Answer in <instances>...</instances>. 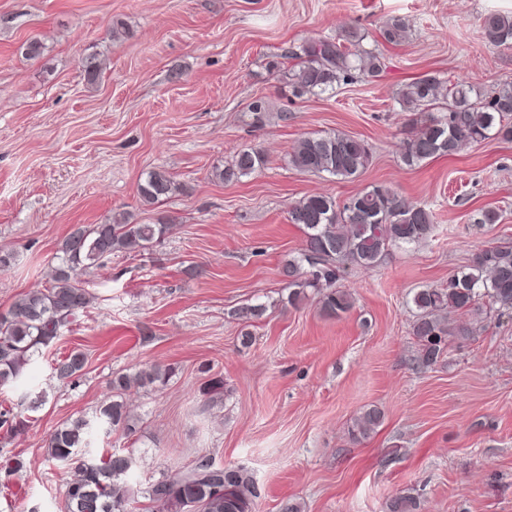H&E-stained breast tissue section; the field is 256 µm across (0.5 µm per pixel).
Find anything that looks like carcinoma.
I'll return each instance as SVG.
<instances>
[{"label": "carcinoma", "instance_id": "carcinoma-1", "mask_svg": "<svg viewBox=\"0 0 512 512\" xmlns=\"http://www.w3.org/2000/svg\"><path fill=\"white\" fill-rule=\"evenodd\" d=\"M484 39L492 46L512 49V14L489 11L481 21ZM406 24L395 19L383 31L390 43H400ZM365 36L347 31L335 40H320L302 49L304 58L288 72V84L296 97L329 92L340 83L371 76L381 68L380 56L363 47ZM401 107L410 112L441 110L425 120L404 145L399 161L416 167L438 158L456 155L468 143L491 136L512 141V83H503L488 96L458 80L452 84L426 76L405 85L398 93ZM252 125L262 127L269 119L266 103L257 99L248 105ZM371 159V148L362 139L344 132H324L296 141L289 163L298 171L326 173L340 181L358 177ZM265 165L264 154L253 148L237 152L216 177L238 181ZM178 189L162 170L150 172L138 184L137 194L152 205ZM288 220L306 234L303 260H290L283 267L288 278V303L296 305L311 292L318 297L320 311L328 317L349 312L352 293L339 285L341 272L349 266L371 269L379 266L392 247L416 245L433 230V212L424 204L405 203L386 185H374L343 204L328 194H314L289 207ZM170 222L135 224L125 216L113 223L79 225L62 241L58 264L42 289L20 295L0 313V389L16 386L31 365L59 338L76 314L90 306L94 295L79 278V272L97 267L117 253L141 254L167 236ZM308 268H303L302 263ZM489 308L512 311V243L483 249L462 270L448 277L443 288H422L411 302L416 310L412 333L419 342L418 365L434 366L448 348V342H464L474 336L472 322L446 320L441 313L455 312L480 318L481 300ZM266 311L262 304L246 305L235 311L238 320L249 323ZM86 355L80 350L55 360L52 374L59 381L75 382L82 376ZM171 370L154 366L134 374H118L110 382V395L95 410L59 425L45 443V455L73 472L66 484L64 512H137L138 496L166 507L169 512H252L259 497L254 477L244 466L231 468L223 478L188 468L163 476L142 492L133 489L127 476L135 458L129 452L114 451L94 460L87 457L94 426L105 431L132 435L139 419L127 406L131 391L166 384ZM203 409L222 404L224 381L213 378L203 392ZM48 401L45 390L25 391L18 401L0 408V428L17 434L27 427L24 410H35ZM383 414L375 406L365 409L355 422L354 438L370 436L382 424ZM416 497L393 498L388 512H416Z\"/></svg>", "mask_w": 512, "mask_h": 512}]
</instances>
